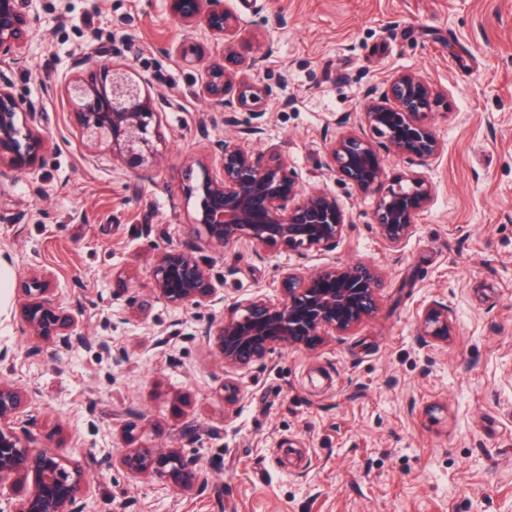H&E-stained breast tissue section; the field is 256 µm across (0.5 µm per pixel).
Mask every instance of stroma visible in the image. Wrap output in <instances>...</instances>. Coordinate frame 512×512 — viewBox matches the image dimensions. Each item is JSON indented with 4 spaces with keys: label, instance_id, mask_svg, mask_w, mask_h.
<instances>
[{
    "label": "stroma",
    "instance_id": "stroma-1",
    "mask_svg": "<svg viewBox=\"0 0 512 512\" xmlns=\"http://www.w3.org/2000/svg\"><path fill=\"white\" fill-rule=\"evenodd\" d=\"M244 25L240 58L276 52L253 77L258 151L275 144L305 189L333 193L349 217L329 253H280L241 240L209 246L189 224L190 158L232 137L205 100V69L181 48L221 58L224 44L187 30L168 0H37L16 63L0 67L36 108L50 143L42 164L0 184V383L28 395L31 446L89 478L86 512H512V0H224ZM130 67L162 110L156 169L128 172L87 149L65 94L79 57ZM439 88L427 121L443 154L387 157L388 174L435 186L406 242L388 248L373 196L328 176L337 117L378 99L396 72ZM166 249L193 250L224 290L220 305L177 308L152 290ZM363 262L384 274L375 313L312 349L279 348L225 371L200 330L263 295L288 268ZM54 275L56 303L83 336L67 350L20 327L32 269ZM448 312L443 344L421 336L429 305ZM123 321H114L115 313ZM241 392L224 401L225 382ZM179 448L210 473L205 492L104 467L137 449Z\"/></svg>",
    "mask_w": 512,
    "mask_h": 512
}]
</instances>
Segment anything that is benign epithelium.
Returning <instances> with one entry per match:
<instances>
[{"label": "benign epithelium", "mask_w": 512, "mask_h": 512, "mask_svg": "<svg viewBox=\"0 0 512 512\" xmlns=\"http://www.w3.org/2000/svg\"><path fill=\"white\" fill-rule=\"evenodd\" d=\"M32 2L0 0V64L15 62L25 48L38 21ZM169 4L180 26L203 28L224 41L223 59L206 65L201 90L207 101L227 112L226 121H232L234 113L249 109L250 101L243 94L228 97L230 90L249 86L251 75L273 54V44H259L254 55L243 60L231 50L242 22L224 8V0H169ZM67 95L85 145L106 146L132 172L146 173L157 165L158 118L160 109L171 101L149 95L143 82L119 64L70 81ZM440 99L441 94L423 76L399 72L386 81L380 101L366 104L358 116L346 114L337 120L341 127L363 122L372 136L348 131L327 146L328 173L376 196L372 221L391 247L412 234L417 217L433 200L434 186L420 173L389 178L380 149L422 162L437 158L444 144L425 118ZM34 114L12 85L0 80V179L11 170L35 166L49 150V142L27 124ZM261 134L259 126L240 125L235 141L213 143L217 165L201 166L196 186L200 205L192 223L202 228L214 248L248 238L276 251L335 249L349 224L336 197L324 190H304L277 147L255 153L239 145L258 140ZM152 280L154 291L175 307L224 302L206 265L189 251L162 252ZM382 282L381 272L365 263L289 269L279 280L280 299L256 296L242 309L206 326L202 335L214 345L224 368H246L278 347H315L326 333L349 332L375 312ZM52 283L50 271H33L24 289L21 320L31 335L50 336L67 349L79 336L77 322L56 304ZM420 330L446 343L453 327L448 313L433 305L423 311ZM25 407L22 390L0 385V486L10 479L30 477L36 487L33 496L24 500L4 499L0 512H85L89 480L82 466L74 463L67 471L50 451L29 446L24 431L14 426ZM119 464L132 475L163 477L180 489L202 493L209 484L208 472L199 461L179 448L130 452Z\"/></svg>", "instance_id": "obj_1"}]
</instances>
